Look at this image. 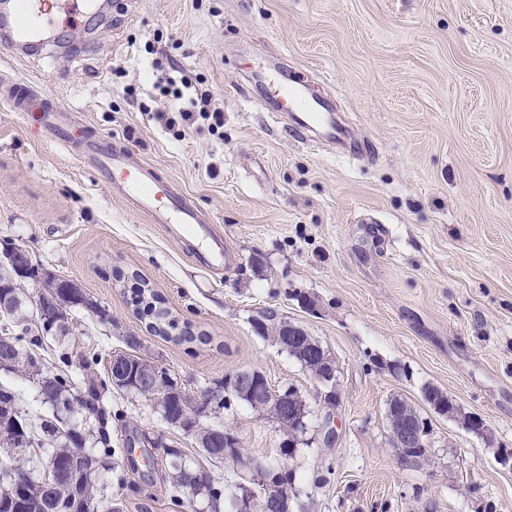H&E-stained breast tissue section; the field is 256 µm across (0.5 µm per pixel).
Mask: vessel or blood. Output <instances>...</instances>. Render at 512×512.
<instances>
[{
  "mask_svg": "<svg viewBox=\"0 0 512 512\" xmlns=\"http://www.w3.org/2000/svg\"><path fill=\"white\" fill-rule=\"evenodd\" d=\"M56 7L55 0H9L7 48H14L51 27ZM0 100L7 102L13 111L31 115L35 127L44 129L54 143L69 145L68 109L60 102L42 99L22 83L1 84ZM269 100L275 111L296 112L299 131L324 127L331 141L345 145L346 133L337 126L325 127V109L314 100L280 83L271 88ZM81 157L93 164L115 197L145 215L150 223L160 225L169 237L190 235L200 240L202 246L197 258L205 271H223L226 257L223 235L204 223L198 207L185 193L174 190L172 180L158 174L153 165L135 158L128 147L114 146L108 136L87 141Z\"/></svg>",
  "mask_w": 512,
  "mask_h": 512,
  "instance_id": "b4317fda",
  "label": "vessel or blood"
}]
</instances>
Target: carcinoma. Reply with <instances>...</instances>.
Here are the masks:
<instances>
[{"instance_id": "cac0c4a2", "label": "carcinoma", "mask_w": 512, "mask_h": 512, "mask_svg": "<svg viewBox=\"0 0 512 512\" xmlns=\"http://www.w3.org/2000/svg\"><path fill=\"white\" fill-rule=\"evenodd\" d=\"M39 277V267H29V274L13 276L12 285L0 292V345L9 346L17 355L15 370H21L34 387H44L37 392L41 403L49 413L36 420L26 419L22 430L12 427V420L20 412V394L0 384V512H92L101 488L97 487L99 469L111 470L112 407L104 401V395L114 387L126 393L142 390L146 368L145 358L137 355L142 348L140 338L129 333L124 343L133 354L122 365L123 381L112 384V374L101 378L97 373L98 356L89 354L79 362L72 360L65 347L57 350V366L42 367L50 382L41 385L35 365L43 362L36 347L50 336L68 334V316L76 309L85 310L100 319H106V310L89 295L66 278L47 275L42 278L41 291L28 292L25 281ZM132 301L142 319L162 337L192 344L205 343L208 337L196 334L188 324H180L165 306L164 301L151 289L136 287ZM422 397L442 410L448 409V393L433 385L422 389ZM169 417H179L193 425V435L201 455L213 464H223L224 433L221 423L224 412L234 407L225 403L224 394L213 396L206 416L207 422L192 424L196 419L193 400L170 398L167 400ZM172 469L171 498L176 506L197 512V503L210 508V512H230L224 483L213 476H206L209 469L198 464H187L186 454L179 448L167 449ZM83 458L84 470L80 476V488L73 490L69 474H63L51 488L31 485L24 495L15 493V482L22 479L31 466L55 459L60 467H66L73 457Z\"/></svg>"}]
</instances>
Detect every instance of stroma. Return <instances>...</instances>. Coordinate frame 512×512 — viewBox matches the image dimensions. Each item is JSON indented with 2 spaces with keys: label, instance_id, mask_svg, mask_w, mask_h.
Listing matches in <instances>:
<instances>
[{
  "label": "stroma",
  "instance_id": "1",
  "mask_svg": "<svg viewBox=\"0 0 512 512\" xmlns=\"http://www.w3.org/2000/svg\"><path fill=\"white\" fill-rule=\"evenodd\" d=\"M114 2L75 52L0 47V83L62 99L74 128L120 138L160 167L212 218L231 260L204 272L195 240L169 238L0 103V241L109 316L74 310L63 343L45 340L46 364L62 344L109 357L131 332L195 394L262 371L300 393L317 429L313 380L254 330L272 312L338 366V439L289 459L293 512H512V467L497 457L512 449V0ZM273 64L332 103L351 152L300 140L269 112L255 73ZM169 65L212 92L223 128L201 121L176 135L156 121ZM134 274L207 342L150 333L134 312ZM427 384L480 416L489 436L423 408L428 458L406 467L386 404L421 405ZM104 400L113 446L136 443L101 472L107 494L124 512H179L162 449L137 441L164 438L196 461L194 439L154 401L115 388ZM223 422L251 456L278 460L285 434L266 415L239 404Z\"/></svg>",
  "mask_w": 512,
  "mask_h": 512
}]
</instances>
